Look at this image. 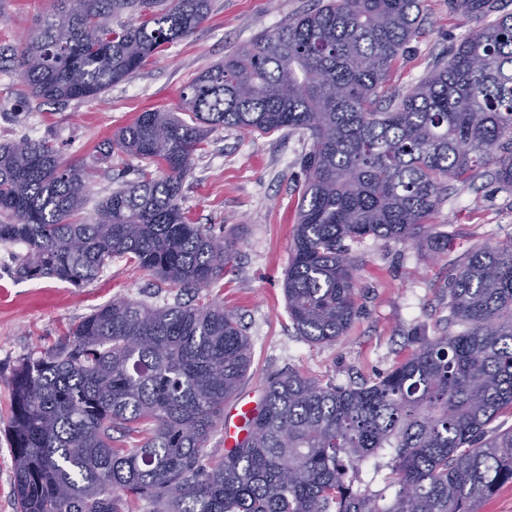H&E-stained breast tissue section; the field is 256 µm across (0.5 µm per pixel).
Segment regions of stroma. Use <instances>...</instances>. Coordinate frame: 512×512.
<instances>
[{
	"mask_svg": "<svg viewBox=\"0 0 512 512\" xmlns=\"http://www.w3.org/2000/svg\"><path fill=\"white\" fill-rule=\"evenodd\" d=\"M316 0H212L207 19L97 100L49 103L31 96L18 71L0 73V142L42 140L70 160L92 167L85 216L122 182L139 179V159L113 153L94 158L99 145L139 113L179 112L183 89L208 65L249 45L315 6ZM53 0H0V47L24 41L35 21L51 13ZM419 37L393 67L385 90L401 96L473 29L450 13L448 0H424ZM310 141L299 131L263 134L235 127L213 129L182 185L181 206L193 223L236 243V258L210 286L184 289L113 258L92 282L73 286L55 279L17 278L14 263L0 267V512H15L12 441L7 430L10 380L22 360L55 347L74 324L125 296L152 305L224 304L240 319L253 363L225 412L239 400L261 402L265 380L297 371L324 384L355 387L389 373L413 349L417 336L448 327V276L470 249L512 239V193L489 173L472 182H449L436 211L431 238L400 243L368 237L354 244L359 313L352 329L331 343L299 336L283 290L297 222L300 165ZM448 239L436 252L434 239Z\"/></svg>",
	"mask_w": 512,
	"mask_h": 512,
	"instance_id": "35a3bbf8",
	"label": "stroma"
}]
</instances>
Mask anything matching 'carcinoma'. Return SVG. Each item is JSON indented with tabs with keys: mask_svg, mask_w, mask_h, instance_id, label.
Instances as JSON below:
<instances>
[{
	"mask_svg": "<svg viewBox=\"0 0 512 512\" xmlns=\"http://www.w3.org/2000/svg\"><path fill=\"white\" fill-rule=\"evenodd\" d=\"M448 0L478 29L397 102L373 106L418 37L421 0H318L204 68L176 112L140 113L99 146L155 166L78 218L89 169L41 141L0 143V244L23 279L80 286L114 256L172 286L224 274L233 244L191 222L183 180L208 131L308 134L284 277L288 315L315 343L357 314L351 244L425 238L448 182L491 168L512 192V13ZM211 0H55L29 40L0 49L41 100L98 99L189 36ZM448 326L357 387L290 372L266 380L248 437L205 452L251 367L221 305L127 297L22 361L11 379L16 512H478L512 483V239L477 246L448 278ZM121 431V439L113 432Z\"/></svg>",
	"mask_w": 512,
	"mask_h": 512,
	"instance_id": "cac0c4a2",
	"label": "carcinoma"
}]
</instances>
